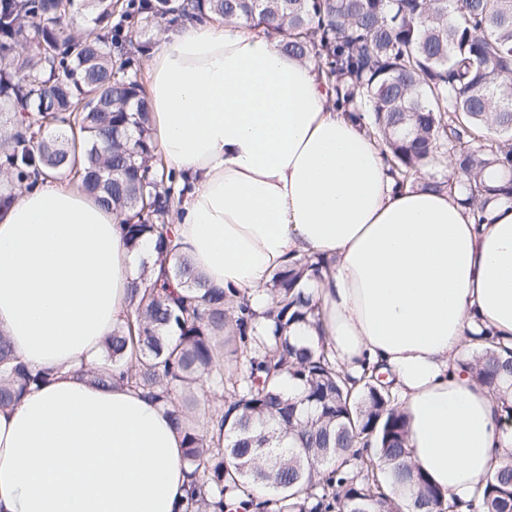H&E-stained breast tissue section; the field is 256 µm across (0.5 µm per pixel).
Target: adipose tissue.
<instances>
[{"label":"adipose tissue","mask_w":512,"mask_h":512,"mask_svg":"<svg viewBox=\"0 0 512 512\" xmlns=\"http://www.w3.org/2000/svg\"><path fill=\"white\" fill-rule=\"evenodd\" d=\"M146 81L165 161L193 183L175 223L182 251L260 312L275 270L330 260L307 287L327 346L352 377L392 371L413 462L446 500H472L512 454V396L468 365L481 328L512 348V202L475 225L445 194L394 188L315 64L242 18L164 32ZM155 260L150 240L129 248L115 213L51 179L0 213V332L27 365L57 371L0 411V512H185L166 411L78 372Z\"/></svg>","instance_id":"adipose-tissue-1"}]
</instances>
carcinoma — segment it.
I'll return each instance as SVG.
<instances>
[{
	"mask_svg": "<svg viewBox=\"0 0 512 512\" xmlns=\"http://www.w3.org/2000/svg\"><path fill=\"white\" fill-rule=\"evenodd\" d=\"M238 15L315 62L399 187L443 192L476 224L490 203L512 202V0H0V211L53 172L112 206L130 246L154 241L159 279L132 283L135 317L82 375L168 410L185 444L186 512H458L412 463L392 382L352 379L321 335L280 334L319 329L304 285L327 269L320 255L275 271L259 314L174 243L189 183L154 140L136 62L156 26ZM442 157L448 174L422 179ZM479 339L477 378L512 390V353L489 331ZM55 375L0 334V408ZM284 375L301 398L284 393ZM257 485L270 497L256 505ZM476 497L481 512H512V457Z\"/></svg>",
	"mask_w": 512,
	"mask_h": 512,
	"instance_id": "1",
	"label": "carcinoma"
}]
</instances>
